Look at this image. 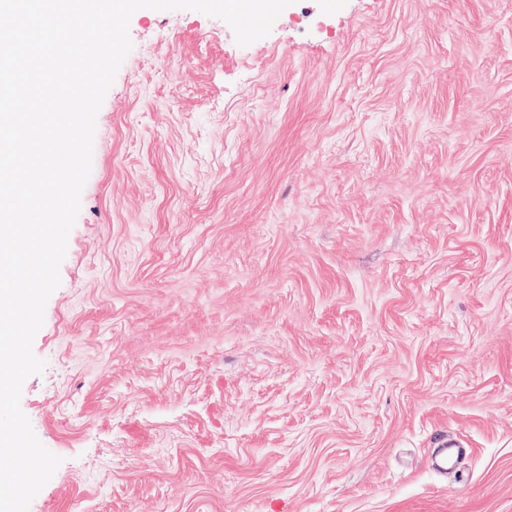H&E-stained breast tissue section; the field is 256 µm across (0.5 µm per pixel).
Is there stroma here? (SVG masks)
<instances>
[{
    "instance_id": "35a3bbf8",
    "label": "stroma",
    "mask_w": 512,
    "mask_h": 512,
    "mask_svg": "<svg viewBox=\"0 0 512 512\" xmlns=\"http://www.w3.org/2000/svg\"><path fill=\"white\" fill-rule=\"evenodd\" d=\"M129 34L22 388L62 459L29 512H512V0Z\"/></svg>"
}]
</instances>
